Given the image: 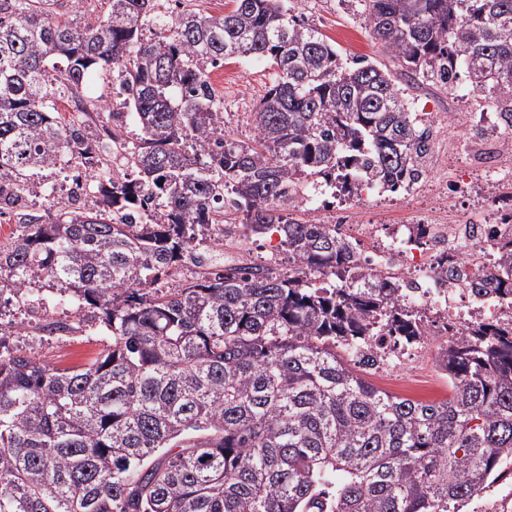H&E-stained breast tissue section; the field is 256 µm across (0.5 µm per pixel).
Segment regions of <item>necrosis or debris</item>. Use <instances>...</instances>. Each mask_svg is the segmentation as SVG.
I'll list each match as a JSON object with an SVG mask.
<instances>
[{
	"label": "necrosis or debris",
	"instance_id": "1",
	"mask_svg": "<svg viewBox=\"0 0 512 512\" xmlns=\"http://www.w3.org/2000/svg\"><path fill=\"white\" fill-rule=\"evenodd\" d=\"M465 151L495 183L512 175V133L500 121L484 125ZM499 224H446L434 211L419 210L415 223L394 224L382 229L363 224L360 240L375 241L381 257L392 259L403 283L412 284L414 305L421 312L428 332L452 324L512 321V307L494 299L471 300L468 289L449 286L440 290L435 274L437 257L446 255L467 270H493L497 261L488 249L489 236L502 233Z\"/></svg>",
	"mask_w": 512,
	"mask_h": 512
}]
</instances>
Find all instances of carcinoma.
<instances>
[{"mask_svg": "<svg viewBox=\"0 0 512 512\" xmlns=\"http://www.w3.org/2000/svg\"><path fill=\"white\" fill-rule=\"evenodd\" d=\"M67 1L80 3L0 0V216L19 225L0 247V330H26L3 321L15 300L88 308L103 350L62 369L0 336V512H462L480 498L512 462V326L453 332L444 399L380 390L365 377L375 340L415 342L419 316L336 225L286 214L309 179L349 198L423 179L431 131L394 75L340 63L298 0L171 23L155 0H107L83 28L57 19ZM363 2L403 71L450 89L465 76L512 128V0ZM150 20L162 33L145 40ZM245 57L278 79L242 144L206 67ZM112 65L128 111L93 141L83 99ZM55 92L76 121L51 112ZM112 153L126 174L103 163ZM62 162L86 170L70 197L102 208L20 209L26 173ZM227 224L278 233L298 264L197 251L205 235L218 249ZM491 247L493 288L475 295L512 302V232Z\"/></svg>", "mask_w": 512, "mask_h": 512, "instance_id": "cac0c4a2", "label": "carcinoma"}]
</instances>
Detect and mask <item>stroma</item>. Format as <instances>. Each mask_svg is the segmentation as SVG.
<instances>
[{
	"label": "stroma",
	"instance_id": "1",
	"mask_svg": "<svg viewBox=\"0 0 512 512\" xmlns=\"http://www.w3.org/2000/svg\"><path fill=\"white\" fill-rule=\"evenodd\" d=\"M296 9L307 24L335 43L344 62L359 60L396 69V60L380 42L371 38L367 30L363 0H300ZM114 76L112 70L100 71L87 94L86 106L97 115L95 125L90 128L91 133H98L100 125L111 123L113 112L120 109ZM276 79V69L263 58H240L209 69L208 81L224 114L226 134L245 143L252 139L253 113ZM405 95L411 111L417 112L435 131L429 167L420 183V193H427L432 185L446 178L464 177L473 183L481 182V168L471 165L470 161L457 165L444 163L445 155H456V142L464 135L462 129L448 125L447 116L454 112H488L492 109L491 104L474 94L463 80L451 89L428 84L420 88L410 85ZM78 174V169L69 166L32 171L28 178L30 194L27 204L30 210L41 213L50 204L66 202L72 181ZM511 191L512 185L506 183L491 191L481 190L464 196L451 191L436 199L433 207L446 212L452 221L469 216L480 223L493 224L499 217L500 199ZM299 206L306 209L308 218L322 224L338 220L345 224H407L416 215L415 205L402 195L371 193L354 200L343 196L336 198L331 188L322 182L301 188ZM224 243L221 257L227 263L264 264L282 272L289 268L288 254L278 249L277 239L266 236L246 240L231 232L225 234ZM43 317L48 321L79 322L83 330L76 334L35 338L22 333L11 334L6 338L8 346L34 351L60 368L83 364L101 351L102 343L98 329L93 325L91 311L56 309L44 312ZM439 348V340L426 343L417 356L408 361L404 377L420 389L434 386L435 396L440 399L448 392V381L436 366Z\"/></svg>",
	"mask_w": 512,
	"mask_h": 512
}]
</instances>
